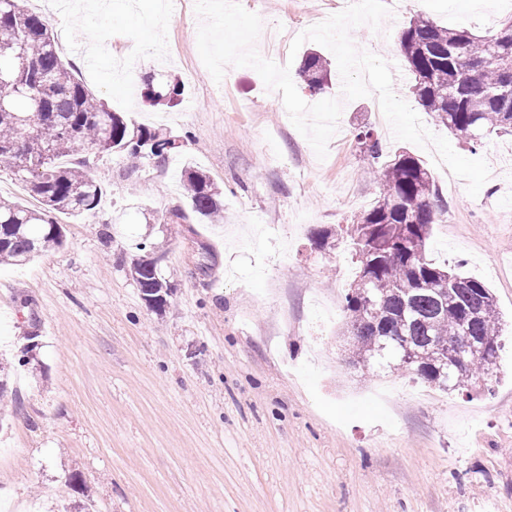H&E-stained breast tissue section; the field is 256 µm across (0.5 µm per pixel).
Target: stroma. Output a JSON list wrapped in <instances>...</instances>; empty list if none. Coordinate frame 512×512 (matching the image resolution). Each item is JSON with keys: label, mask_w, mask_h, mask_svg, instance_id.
<instances>
[{"label": "stroma", "mask_w": 512, "mask_h": 512, "mask_svg": "<svg viewBox=\"0 0 512 512\" xmlns=\"http://www.w3.org/2000/svg\"><path fill=\"white\" fill-rule=\"evenodd\" d=\"M337 0H240L263 22L254 47L286 65L270 31L296 38L336 14ZM51 23L61 57L109 109L180 143L164 161L90 156L102 188L94 216L57 214L62 247L0 266V355L15 364L0 406V512H512V337L491 391L411 396L408 375L348 364L334 301L357 265L337 230L375 199L354 130L378 127L377 95L346 100L331 51L328 98L342 102L326 159L249 67L214 81L197 48L200 22L180 0H28ZM494 29L512 0H406L380 30L350 37L391 67L411 101L394 46L410 18ZM177 80V106L141 97L147 77ZM424 126L466 158L497 160L477 196L465 186L427 244L438 265L463 264L512 317V136L469 148L427 112ZM221 189L224 221L189 216L181 171ZM186 221L163 223L170 211ZM334 229L316 249L310 229ZM162 253L173 292L163 309L130 276L135 245ZM37 345L27 365L17 352ZM79 475L87 487L69 482Z\"/></svg>", "instance_id": "stroma-1"}]
</instances>
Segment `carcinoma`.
Wrapping results in <instances>:
<instances>
[{
	"label": "carcinoma",
	"instance_id": "1",
	"mask_svg": "<svg viewBox=\"0 0 512 512\" xmlns=\"http://www.w3.org/2000/svg\"><path fill=\"white\" fill-rule=\"evenodd\" d=\"M0 0V163L36 198L26 208L0 199V263L22 265L64 242L54 213L89 216L102 188L87 170L83 152L118 153L159 161L179 148L176 140L149 127H131L109 110L71 73L58 54L48 20L23 5ZM400 55L412 77L410 93L418 104L471 147L491 134L512 133V16L493 33L479 36L417 16L398 38ZM299 75L305 89L321 95L329 87L326 61L307 54ZM181 83L161 90L147 87L152 105H173ZM361 152L376 172L378 199L340 228L352 240L358 263L346 289L342 311L351 358L362 368L386 362L442 391L467 390L496 374L501 350L502 316L495 295L481 280L461 271L462 264L439 267L425 249L447 202L432 173L408 151L389 157L381 136L367 125L355 128ZM183 186L200 221L221 219L220 191L203 171L186 167ZM130 274L152 308L167 303L171 286L161 267L145 261L147 241ZM394 335L418 352L408 366L397 349L384 344ZM471 338L482 350L454 370L428 356L433 340Z\"/></svg>",
	"mask_w": 512,
	"mask_h": 512
}]
</instances>
